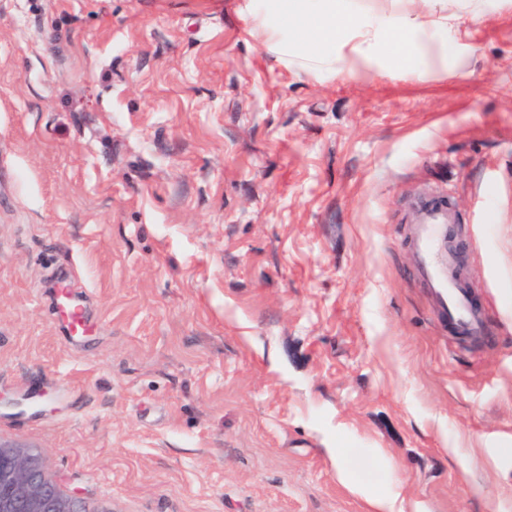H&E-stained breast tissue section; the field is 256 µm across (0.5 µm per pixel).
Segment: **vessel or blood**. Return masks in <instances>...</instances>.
<instances>
[{
	"mask_svg": "<svg viewBox=\"0 0 512 512\" xmlns=\"http://www.w3.org/2000/svg\"><path fill=\"white\" fill-rule=\"evenodd\" d=\"M409 207L414 214L408 231L417 274L426 284L436 304L441 322L457 337L481 335L484 319L474 305L475 290L458 270L457 252L450 244L456 220L454 199L440 188L414 195ZM70 279L59 281L57 298L68 329L77 336L91 331Z\"/></svg>",
	"mask_w": 512,
	"mask_h": 512,
	"instance_id": "vessel-or-blood-1",
	"label": "vessel or blood"
}]
</instances>
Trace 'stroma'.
I'll return each mask as SVG.
<instances>
[{
    "mask_svg": "<svg viewBox=\"0 0 512 512\" xmlns=\"http://www.w3.org/2000/svg\"><path fill=\"white\" fill-rule=\"evenodd\" d=\"M237 7L0 0V442L88 512H512V0L422 82L272 66ZM436 186L475 342L413 272ZM75 286L66 278L59 281L57 298L61 311L66 319L68 329L74 336H84L91 331V325L85 315L81 303L73 296Z\"/></svg>",
    "mask_w": 512,
    "mask_h": 512,
    "instance_id": "stroma-1",
    "label": "stroma"
}]
</instances>
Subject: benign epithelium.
<instances>
[{
  "instance_id": "7a95c632",
  "label": "benign epithelium",
  "mask_w": 512,
  "mask_h": 512,
  "mask_svg": "<svg viewBox=\"0 0 512 512\" xmlns=\"http://www.w3.org/2000/svg\"><path fill=\"white\" fill-rule=\"evenodd\" d=\"M0 512H85L77 496L63 493L36 454L0 443Z\"/></svg>"
}]
</instances>
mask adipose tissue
I'll return each mask as SVG.
<instances>
[{
  "label": "adipose tissue",
  "instance_id": "ef3b65f1",
  "mask_svg": "<svg viewBox=\"0 0 512 512\" xmlns=\"http://www.w3.org/2000/svg\"><path fill=\"white\" fill-rule=\"evenodd\" d=\"M498 0H389L364 9L353 0H240L238 11L252 25L276 64L307 76L351 75L355 62L375 74L399 70L413 78L457 65L458 39L467 19L493 11Z\"/></svg>",
  "mask_w": 512,
  "mask_h": 512
}]
</instances>
